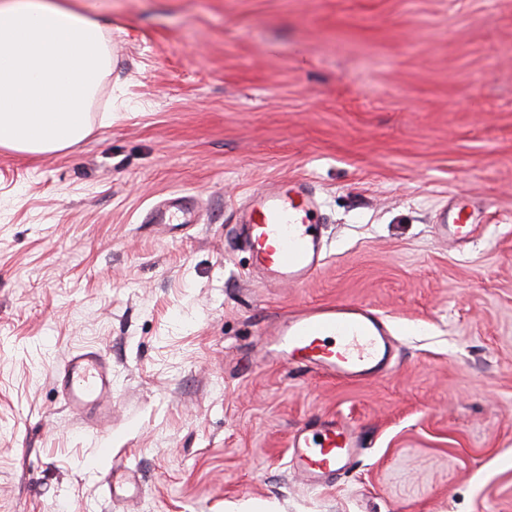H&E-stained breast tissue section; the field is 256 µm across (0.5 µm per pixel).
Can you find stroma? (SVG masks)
Segmentation results:
<instances>
[{
    "label": "stroma",
    "mask_w": 512,
    "mask_h": 512,
    "mask_svg": "<svg viewBox=\"0 0 512 512\" xmlns=\"http://www.w3.org/2000/svg\"><path fill=\"white\" fill-rule=\"evenodd\" d=\"M112 17L91 135L0 151V512H512V0H67ZM306 180L326 261L267 284L236 224ZM189 197L194 223H145ZM480 228L455 245L441 210ZM359 302L397 344L340 384L263 357L281 320ZM112 364L103 440L54 370ZM362 448L312 488L292 433ZM134 471L107 497L111 461Z\"/></svg>",
    "instance_id": "35a3bbf8"
}]
</instances>
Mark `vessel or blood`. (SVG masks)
Here are the masks:
<instances>
[{
  "mask_svg": "<svg viewBox=\"0 0 512 512\" xmlns=\"http://www.w3.org/2000/svg\"><path fill=\"white\" fill-rule=\"evenodd\" d=\"M320 204L302 181L275 184L254 192L239 215L240 236L253 267L272 285L300 286L323 265L324 240ZM193 215L182 199L170 198L154 208L151 221L188 224ZM466 210L441 226L442 237L470 240L477 227ZM395 355L392 332L384 316L363 303L319 305L283 321L271 337L267 359L284 361L351 383L377 378L390 369ZM66 406L96 435L112 420V365L99 350L82 348L57 368ZM291 465L307 485L331 482L357 455L359 432L338 419L299 428L291 438Z\"/></svg>",
  "mask_w": 512,
  "mask_h": 512,
  "instance_id": "obj_1",
  "label": "vessel or blood"
}]
</instances>
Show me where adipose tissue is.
I'll return each instance as SVG.
<instances>
[{
	"mask_svg": "<svg viewBox=\"0 0 512 512\" xmlns=\"http://www.w3.org/2000/svg\"><path fill=\"white\" fill-rule=\"evenodd\" d=\"M110 26L65 0H0V150L50 154L91 134Z\"/></svg>",
	"mask_w": 512,
	"mask_h": 512,
	"instance_id": "1",
	"label": "adipose tissue"
}]
</instances>
